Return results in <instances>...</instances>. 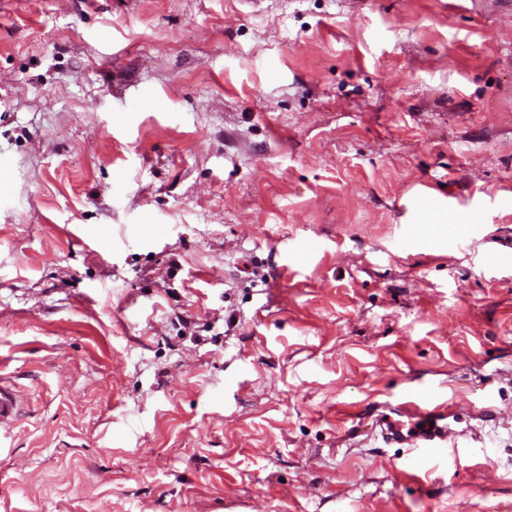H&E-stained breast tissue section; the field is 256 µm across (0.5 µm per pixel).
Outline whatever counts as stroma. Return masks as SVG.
Returning <instances> with one entry per match:
<instances>
[{
    "label": "stroma",
    "instance_id": "1",
    "mask_svg": "<svg viewBox=\"0 0 512 512\" xmlns=\"http://www.w3.org/2000/svg\"><path fill=\"white\" fill-rule=\"evenodd\" d=\"M496 2L0 0V512H512ZM20 414V404L15 393L0 383V446L2 428L10 426ZM377 427H380L381 434L386 442H400L409 437L415 440L417 448H447L448 429L438 426L437 424H426V426L421 429H415L414 432H411L410 434L408 433L405 436L399 427L387 421L384 415H379L374 421L372 427L373 431H375Z\"/></svg>",
    "mask_w": 512,
    "mask_h": 512
}]
</instances>
